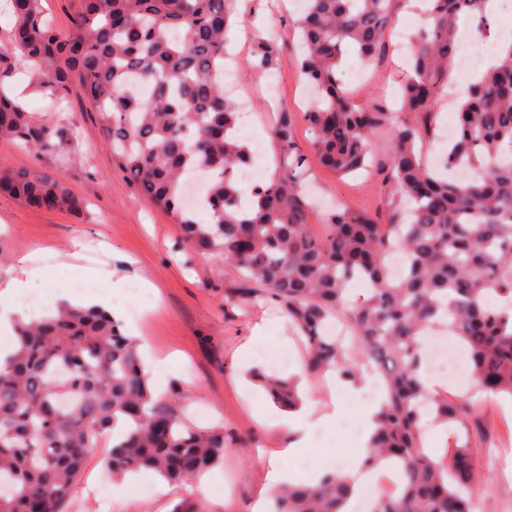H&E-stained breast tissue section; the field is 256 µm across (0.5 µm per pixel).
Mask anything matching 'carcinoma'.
<instances>
[{"label":"carcinoma","mask_w":512,"mask_h":512,"mask_svg":"<svg viewBox=\"0 0 512 512\" xmlns=\"http://www.w3.org/2000/svg\"><path fill=\"white\" fill-rule=\"evenodd\" d=\"M8 2L13 25L0 71L32 66L35 88L57 100L77 82L97 111L110 113L112 150L130 180L180 226L186 249L221 256L245 282L264 286L299 334L305 376L336 371L355 381L366 367L380 375L385 397L365 461L397 459L403 477L373 512H478L474 444L489 454L493 438L472 395H429L420 338L448 325L468 356L470 380L512 398V160L500 159V148L512 147V45L467 87L444 171L428 165L423 145L438 136L435 107L457 67V20L472 16L484 31L488 0H425L429 23L410 41L401 86V111L413 121L353 104L338 76L347 50L369 62L379 55L394 0H305L295 28L314 105L300 114L278 108L273 137L288 165L247 196L237 172L252 151L237 135L238 112L219 76L234 0H83L67 38L45 20L41 0ZM279 52L274 36H257L245 71L269 70ZM130 80L151 93L120 91ZM299 117L320 164L340 176L370 167L372 138L389 133L381 164L393 205L387 222L332 208L323 233L312 232L309 164L293 136ZM63 136L55 120L34 116L0 88V137L53 151ZM460 163L473 179L446 176ZM196 171L208 174L206 223L183 200V177ZM0 194L40 209H82L62 177L29 170L1 172ZM393 247L407 258L400 277L387 265ZM355 280L368 284L369 295L351 307ZM338 317L351 329L346 343L326 332ZM15 332L0 365V512H31L35 501L38 512H62L103 435L112 438L106 465L115 481L148 470L188 485L223 462L233 435L187 425L179 388L155 396L138 339L105 310L63 304ZM262 384L280 406L299 404L298 379ZM425 412L467 431L446 458L425 450ZM352 494L351 483L326 473L280 489L275 512H347Z\"/></svg>","instance_id":"cac0c4a2"}]
</instances>
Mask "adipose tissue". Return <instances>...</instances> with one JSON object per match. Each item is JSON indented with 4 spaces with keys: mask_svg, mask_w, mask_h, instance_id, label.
I'll list each match as a JSON object with an SVG mask.
<instances>
[{
    "mask_svg": "<svg viewBox=\"0 0 512 512\" xmlns=\"http://www.w3.org/2000/svg\"><path fill=\"white\" fill-rule=\"evenodd\" d=\"M327 386L331 394H349L357 397L367 392L372 393L374 381L368 378L352 383L333 372L327 378ZM381 401V396L373 395L372 400L364 407L361 423L362 441H369L375 430V416L380 409ZM336 417L335 410L317 406L312 401L306 402L288 414L280 415L270 411L258 413V421L284 429L288 438L283 447L273 449L267 457L265 485L261 496L253 506L252 512H268V502L271 494L283 483L293 481L295 472L291 463L305 448L312 430L318 425L335 420Z\"/></svg>",
    "mask_w": 512,
    "mask_h": 512,
    "instance_id": "ef3b65f1",
    "label": "adipose tissue"
}]
</instances>
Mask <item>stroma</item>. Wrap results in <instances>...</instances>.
Here are the masks:
<instances>
[{
    "instance_id": "stroma-1",
    "label": "stroma",
    "mask_w": 512,
    "mask_h": 512,
    "mask_svg": "<svg viewBox=\"0 0 512 512\" xmlns=\"http://www.w3.org/2000/svg\"><path fill=\"white\" fill-rule=\"evenodd\" d=\"M238 13L249 17L250 26L235 25L227 33L226 66L238 71V88L251 104L242 118L240 136L249 145H260L263 155L256 163L261 181L278 174L283 156L276 141L267 140L274 115L264 106L270 85H277L279 102L294 112L308 108V92L299 72L301 50L293 21L298 15L293 0H236ZM274 34L282 51L271 70L259 74L240 71L249 57L254 32ZM361 66L364 78L347 92L358 104H378L393 111L408 68L395 38H388L381 55L359 65L354 52H347L341 67ZM33 72H14L0 79V86L21 96L28 111L54 114L69 129L66 159L0 140V170L28 169L61 175L66 186L82 199L79 212L45 210L27 206L0 195V287L12 279H26L36 271L35 290L56 298L60 287L81 281L88 293L112 292L110 272L127 278V290L119 297L116 315L124 333L140 339V351L157 356L174 355L176 363L165 379L166 387H178L179 404L188 423L211 427L250 440L249 448L226 449L223 464L205 476L204 484L167 490L151 488V474L139 473L129 480L121 497H114L111 485L90 493L87 476L105 473L110 441L102 443L87 457L86 473L79 476L65 512H171L175 502L186 495L202 500L210 512H252L264 485V464L260 451L281 447L282 432L258 422L255 408L272 403L259 385L241 392L237 376L251 377L260 369L279 376L295 371L302 347L294 338L285 312L273 302L260 299L240 308L229 303L242 286L237 269L220 256L199 257L180 247V227L171 216L153 204L129 183L120 159L110 147L112 119L88 103L82 89L72 86L62 103L45 97L32 87ZM312 188L321 208L310 213L308 222L320 230L322 208L339 203L350 209L368 211L388 218L387 197L377 175L337 176L314 167ZM154 284L145 293L139 316H132L131 287L143 281ZM266 323L263 354L242 357L256 324ZM289 352L291 363H274L273 355ZM365 401L344 402L336 422L317 430L302 458L300 481L310 479L313 469L336 468L361 453L359 441L349 428L360 425ZM512 456L511 445H499L493 456L480 457L482 472L481 512H512V475L505 461Z\"/></svg>"
}]
</instances>
